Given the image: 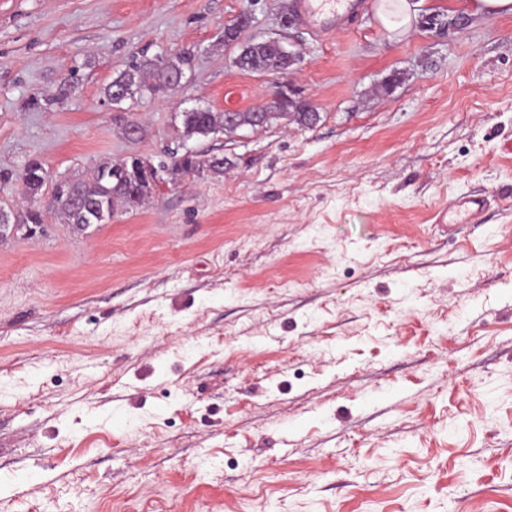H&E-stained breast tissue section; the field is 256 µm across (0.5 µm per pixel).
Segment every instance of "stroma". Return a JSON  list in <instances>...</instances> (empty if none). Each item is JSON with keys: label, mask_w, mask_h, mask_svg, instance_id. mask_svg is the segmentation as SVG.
Segmentation results:
<instances>
[{"label": "stroma", "mask_w": 512, "mask_h": 512, "mask_svg": "<svg viewBox=\"0 0 512 512\" xmlns=\"http://www.w3.org/2000/svg\"><path fill=\"white\" fill-rule=\"evenodd\" d=\"M290 2L0 0V206L28 160L87 178L173 145L184 110L269 101L279 76L224 43L243 13L321 115L191 139L223 174L111 223L0 239L12 512H512V14L406 0L400 26L367 0L321 36ZM185 49L171 97L104 96ZM461 197L485 207L440 223ZM469 17L464 13H457L448 20L440 18L439 14L422 15L420 24L426 30L439 29L446 31H454L469 24Z\"/></svg>", "instance_id": "obj_1"}]
</instances>
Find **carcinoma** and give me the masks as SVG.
<instances>
[{
    "mask_svg": "<svg viewBox=\"0 0 512 512\" xmlns=\"http://www.w3.org/2000/svg\"><path fill=\"white\" fill-rule=\"evenodd\" d=\"M193 55L182 51L173 58L159 60L143 58L133 61L120 71L103 89L107 99L114 98V92L125 86L139 96L162 97L179 86L175 78L192 69ZM235 65L241 70H264L284 73L291 68L288 58L273 47L262 42L239 45ZM180 137L189 140L207 137L216 133H231L242 127L255 128L278 120H287L298 126L311 128L320 121V113L309 102L283 94H276L269 102L257 105L245 112L226 115L212 109L193 108L180 113ZM226 159L217 156L202 157L192 153L171 163V171L182 174L200 173L207 169L213 173L224 172ZM126 169L131 178L124 183L112 179V169ZM45 168L38 160L24 164L18 175L25 185L29 206L23 223L42 224L45 213L54 214L62 224L84 227L88 224H106L112 220L115 206L123 204L131 209L142 205L150 198L154 187L137 174V160L129 158L118 165L103 162L91 177L74 179L64 177L50 179L44 175ZM50 187L47 204H42L44 187Z\"/></svg>",
    "mask_w": 512,
    "mask_h": 512,
    "instance_id": "obj_1",
    "label": "carcinoma"
}]
</instances>
